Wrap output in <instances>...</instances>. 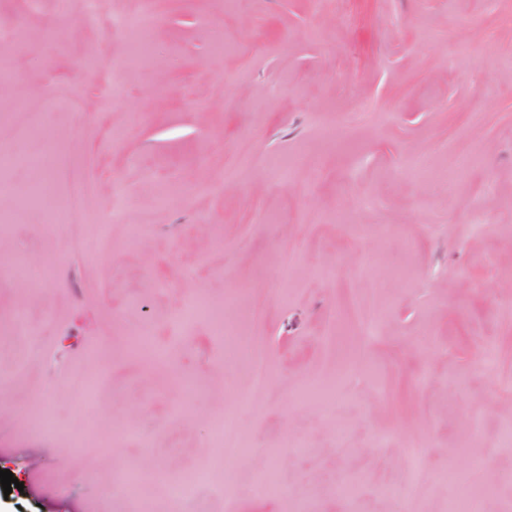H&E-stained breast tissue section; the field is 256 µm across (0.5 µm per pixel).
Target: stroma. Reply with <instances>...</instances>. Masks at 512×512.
<instances>
[{"label": "stroma", "mask_w": 512, "mask_h": 512, "mask_svg": "<svg viewBox=\"0 0 512 512\" xmlns=\"http://www.w3.org/2000/svg\"><path fill=\"white\" fill-rule=\"evenodd\" d=\"M24 8L0 0V147L44 157L48 205L80 185L85 226L32 209L0 232L45 277L0 270V326L30 330L0 335V469L24 485L0 512H171L179 483L193 512H445L448 469L504 512L512 0H161L143 36L83 23L82 0ZM201 297L212 314L177 323ZM255 336L271 386L243 413ZM348 365L334 402L300 401ZM227 412L242 463L218 461Z\"/></svg>", "instance_id": "stroma-1"}]
</instances>
